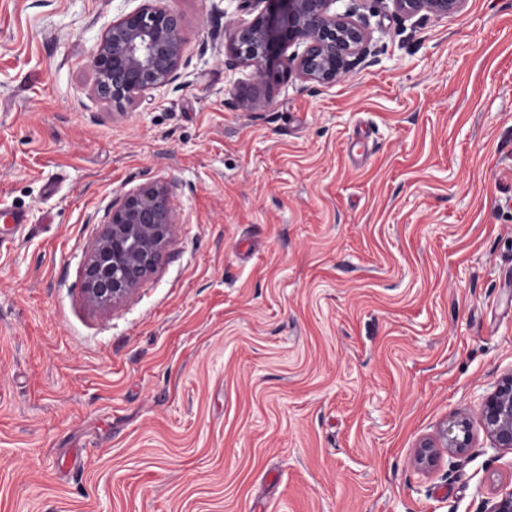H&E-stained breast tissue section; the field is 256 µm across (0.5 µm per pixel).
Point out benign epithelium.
<instances>
[{
    "instance_id": "1",
    "label": "benign epithelium",
    "mask_w": 512,
    "mask_h": 512,
    "mask_svg": "<svg viewBox=\"0 0 512 512\" xmlns=\"http://www.w3.org/2000/svg\"><path fill=\"white\" fill-rule=\"evenodd\" d=\"M275 4L251 20L234 22L227 45L230 70L248 71L236 84L259 85L272 64L317 83H333L347 76L365 53L369 40L365 25L354 19L350 5L337 12L341 0H253ZM407 19L422 12L446 17L460 12L465 0H391ZM295 46L297 50L288 52ZM185 36L171 10L143 0L137 8L112 20L91 55L92 93L115 105L129 104L145 93L174 81L184 65ZM175 213L168 186L159 181L140 185L112 204L104 225L87 254L83 275L88 302L110 310L123 302L158 266L170 243ZM480 415L494 447L512 449V373L501 379L480 402ZM442 442L421 444L415 462L434 465L439 448L462 455L471 445L469 423L454 420Z\"/></svg>"
}]
</instances>
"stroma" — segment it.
<instances>
[{"instance_id":"stroma-1","label":"stroma","mask_w":512,"mask_h":512,"mask_svg":"<svg viewBox=\"0 0 512 512\" xmlns=\"http://www.w3.org/2000/svg\"><path fill=\"white\" fill-rule=\"evenodd\" d=\"M141 0H0V512H486L478 403L512 372V0L404 19L317 84L224 67L236 0H166L185 65L121 107L89 53ZM176 213L121 305L85 297L113 201ZM472 446L424 470L453 417Z\"/></svg>"}]
</instances>
